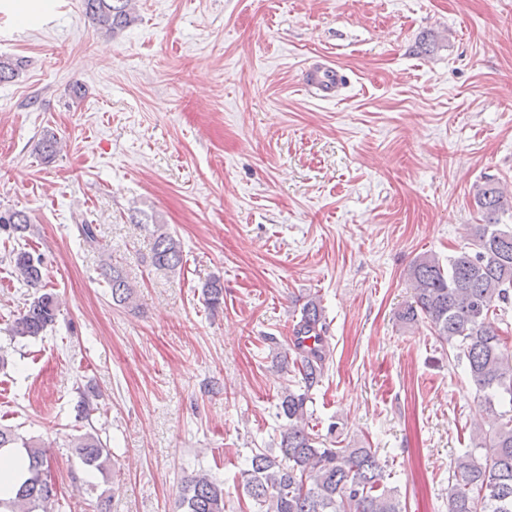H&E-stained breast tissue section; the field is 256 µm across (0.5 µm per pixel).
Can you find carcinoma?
<instances>
[{
    "label": "carcinoma",
    "instance_id": "carcinoma-1",
    "mask_svg": "<svg viewBox=\"0 0 512 512\" xmlns=\"http://www.w3.org/2000/svg\"><path fill=\"white\" fill-rule=\"evenodd\" d=\"M82 10L98 31L116 34L133 25L137 16L131 0H82ZM23 60L0 55V83L14 80ZM57 137L45 131L40 148L50 160L57 152ZM473 200L482 214L474 225L471 242L443 263L433 255L419 256L409 270L411 300L397 313L398 322L411 325L425 320L437 339L456 350L466 362L476 391L489 406L494 401L512 405V347L495 319L499 304L512 298V224L498 215L512 211V196L499 182L486 178L474 186ZM27 214L0 211V230L17 235L26 231ZM151 262L158 269L174 270L183 264L180 241L167 229L153 231ZM15 271L30 287H43L42 259L24 249L13 252ZM112 301L126 306L134 289L123 269L114 264L105 271ZM206 304L224 302V287L214 279L204 286ZM58 301L43 292L24 303L13 320L12 338H35L56 322ZM324 309L309 298L294 325L292 365L296 387L278 395V416L287 421L275 456L258 450L244 471L245 486L258 508L265 512H403L397 490L383 486V468L376 451L359 448H320L305 430L309 393L322 382L330 347ZM475 448L485 450L484 460L467 453L454 461L455 483L448 492V512H512V416L486 430L478 425L471 434ZM19 448L27 461V477L12 500L0 499V512H54L57 502L50 479V459L45 446L0 427V449ZM72 448L82 463L105 474L111 453L96 432L74 438ZM182 512H224V487L202 475L185 480L179 496Z\"/></svg>",
    "mask_w": 512,
    "mask_h": 512
}]
</instances>
